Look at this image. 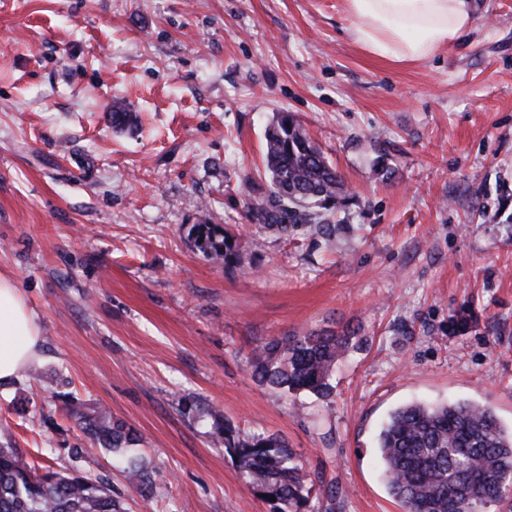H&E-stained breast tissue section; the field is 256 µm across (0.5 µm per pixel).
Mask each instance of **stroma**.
I'll return each instance as SVG.
<instances>
[{"label":"stroma","mask_w":512,"mask_h":512,"mask_svg":"<svg viewBox=\"0 0 512 512\" xmlns=\"http://www.w3.org/2000/svg\"><path fill=\"white\" fill-rule=\"evenodd\" d=\"M473 3L462 42L395 64L354 43L343 0H0V275L41 333L34 371L0 385V445L128 512H270L221 417L284 438L334 512H403L376 458L395 408L472 400L511 426L512 0ZM117 100L135 129L113 130ZM283 111L356 194L352 232L251 223ZM194 224L262 246L227 269ZM348 328L365 344L329 404L299 413L254 381L256 344ZM74 406L134 444L90 449Z\"/></svg>","instance_id":"35a3bbf8"}]
</instances>
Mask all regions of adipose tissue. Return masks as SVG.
I'll list each match as a JSON object with an SVG mask.
<instances>
[{"instance_id":"obj_1","label":"adipose tissue","mask_w":512,"mask_h":512,"mask_svg":"<svg viewBox=\"0 0 512 512\" xmlns=\"http://www.w3.org/2000/svg\"><path fill=\"white\" fill-rule=\"evenodd\" d=\"M351 35L371 54L396 64L423 62L471 31L470 0H345ZM40 330L15 281L0 276V384L37 359Z\"/></svg>"}]
</instances>
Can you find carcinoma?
<instances>
[{"label":"carcinoma","instance_id":"carcinoma-1","mask_svg":"<svg viewBox=\"0 0 512 512\" xmlns=\"http://www.w3.org/2000/svg\"><path fill=\"white\" fill-rule=\"evenodd\" d=\"M112 128L133 127L136 115L112 107ZM266 189L248 204L252 223L281 237L306 227L332 241L345 227L351 199L345 180L311 141L303 125L280 112L265 130ZM189 238L214 264L235 266L241 240L219 224H194ZM358 347L355 332L305 333L271 338L251 352L252 377L283 394L306 392L323 403L334 394L332 377ZM93 443L118 450L134 441L125 426L105 414L71 410ZM214 435L235 459L246 483L269 502L271 512H318L311 505L310 473L276 434L243 436L230 425ZM379 461L390 494L404 512H487L512 487V427L495 411L472 402L410 403L393 411L379 433ZM129 482L151 484L142 466L128 468ZM0 512H126L100 479L78 472L39 473L16 448L0 447Z\"/></svg>","mask_w":512,"mask_h":512}]
</instances>
